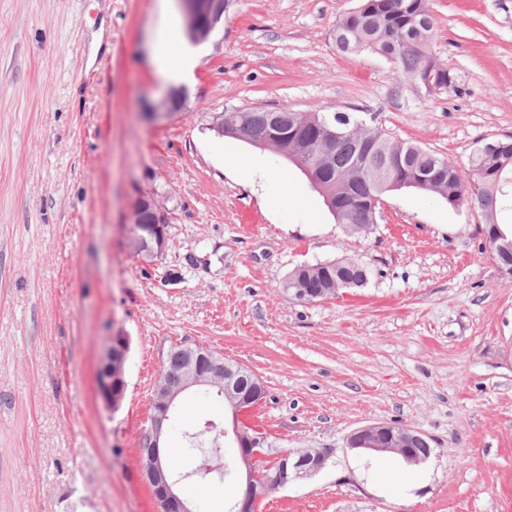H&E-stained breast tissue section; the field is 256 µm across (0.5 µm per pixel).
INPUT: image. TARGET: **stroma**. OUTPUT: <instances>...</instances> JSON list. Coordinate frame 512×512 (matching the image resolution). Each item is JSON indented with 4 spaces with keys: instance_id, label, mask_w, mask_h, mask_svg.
<instances>
[{
    "instance_id": "obj_1",
    "label": "stroma",
    "mask_w": 512,
    "mask_h": 512,
    "mask_svg": "<svg viewBox=\"0 0 512 512\" xmlns=\"http://www.w3.org/2000/svg\"><path fill=\"white\" fill-rule=\"evenodd\" d=\"M358 0H234L197 43L181 111L151 61L183 22L177 0H0V512H157L138 437L169 351L203 346L263 384L244 422L272 449L328 452L320 473L257 512H512V278L484 251L480 211L428 192L385 197L373 233L336 224L298 168L219 135L228 108H335L465 166L512 136V0H430L432 50L452 87L426 98L379 56L340 54L333 28ZM153 195L168 246L145 264L129 210ZM359 259L346 295L296 301L301 263ZM128 336L127 389H96L109 336ZM238 459L215 394L177 401L164 447L180 491L230 512L235 476H196L205 422ZM387 422L432 440L405 470L366 466L348 436Z\"/></svg>"
}]
</instances>
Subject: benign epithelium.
Returning a JSON list of instances; mask_svg holds the SVG:
<instances>
[{
    "mask_svg": "<svg viewBox=\"0 0 512 512\" xmlns=\"http://www.w3.org/2000/svg\"><path fill=\"white\" fill-rule=\"evenodd\" d=\"M185 18L187 34L192 41L205 40L224 17V0H179ZM184 103V92L170 88L156 106V110L169 115L174 113L173 103ZM151 209L157 218L156 224L169 223V211L157 200L142 194L131 206L129 220L135 223L141 208ZM167 247V236L157 237L154 243L145 244V252L139 259L151 262L163 256ZM184 365L179 378L180 384L171 385L168 376L161 372L155 381L153 410L148 426L141 432L139 440V467L145 483L154 488L158 512H193L177 494L179 478L167 465L160 453L159 444L166 434L175 402L178 396L202 386H216L219 389L233 388V372L224 366V358L206 347H185ZM129 353L128 337L118 333L110 337L103 348L97 368V394L106 408L117 411L127 389L126 363ZM262 400L256 389L238 395L234 403V415L239 417ZM235 442L239 454L249 465L240 479V493L234 503V512H256L257 504L268 496L269 488L256 473L254 464L264 456V439L249 432V427L237 426ZM353 449L367 451H389L402 455L408 462L417 463L428 457L429 444L426 436L411 428H400L390 423H375L361 427L349 437ZM280 460H286L295 469V477L315 475L326 466L327 456L319 449H308L293 455L284 453Z\"/></svg>",
    "mask_w": 512,
    "mask_h": 512,
    "instance_id": "1",
    "label": "benign epithelium"
}]
</instances>
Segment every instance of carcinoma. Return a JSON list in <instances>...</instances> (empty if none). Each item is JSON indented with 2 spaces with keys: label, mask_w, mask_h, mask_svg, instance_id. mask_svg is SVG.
<instances>
[{
  "label": "carcinoma",
  "mask_w": 512,
  "mask_h": 512,
  "mask_svg": "<svg viewBox=\"0 0 512 512\" xmlns=\"http://www.w3.org/2000/svg\"><path fill=\"white\" fill-rule=\"evenodd\" d=\"M433 27L429 0H359L336 21L334 39L343 54L378 55L403 75L417 94L431 97L454 83L451 71L432 53ZM276 115L273 122L263 109H227L224 127L238 128L248 143H259L279 155L292 151L302 170L313 175L315 189L336 223L359 232L371 230L370 206L375 198L390 193L392 185L397 191L431 192L450 207L482 212L494 258L512 275V233L504 234L497 221L498 212L512 210V141L476 145L463 172L431 150L380 128L359 125L345 112L278 111ZM333 131L342 135L333 138ZM364 144L371 148L367 159L360 157ZM368 278V266L360 260H327L292 271L283 288L293 289V282L300 279L319 290L320 297L328 298L336 294V281L347 279L359 288ZM162 371L169 373L170 380H177L179 348L169 352Z\"/></svg>",
  "instance_id": "cac0c4a2"
}]
</instances>
